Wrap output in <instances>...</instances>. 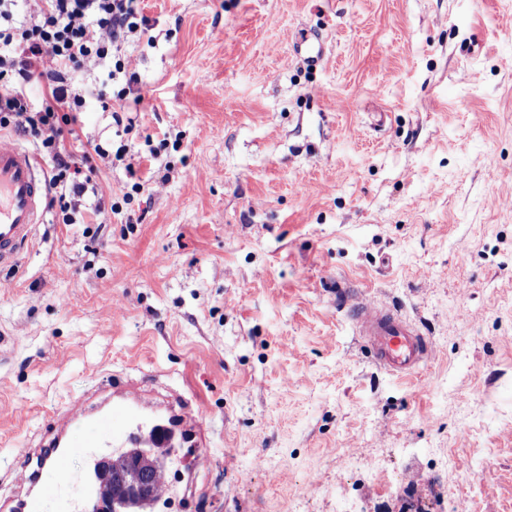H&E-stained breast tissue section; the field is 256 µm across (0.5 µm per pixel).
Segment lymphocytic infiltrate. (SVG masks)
Listing matches in <instances>:
<instances>
[{"mask_svg": "<svg viewBox=\"0 0 512 512\" xmlns=\"http://www.w3.org/2000/svg\"><path fill=\"white\" fill-rule=\"evenodd\" d=\"M151 29L137 0H0V130L30 138L50 159L51 203L63 223H94L96 208L81 216L77 204L85 195L103 193L67 150L66 136L74 134L91 103L111 112L115 124L123 122L105 84H85L79 77L110 61L115 73L136 82L130 60H113L112 50L129 37H148ZM36 86L42 89L37 101L31 95Z\"/></svg>", "mask_w": 512, "mask_h": 512, "instance_id": "f902f5d3", "label": "lymphocytic infiltrate"}]
</instances>
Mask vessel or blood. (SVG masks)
<instances>
[{"instance_id": "b4317fda", "label": "vessel or blood", "mask_w": 512, "mask_h": 512, "mask_svg": "<svg viewBox=\"0 0 512 512\" xmlns=\"http://www.w3.org/2000/svg\"><path fill=\"white\" fill-rule=\"evenodd\" d=\"M48 193L44 167L38 156L16 140L0 133V269L16 266L23 247L47 212ZM357 336L372 353L376 364L388 373L407 378L418 373L433 354V345L415 325L388 304L367 298L361 292L342 287L337 291ZM113 391L123 401L94 418L91 438L83 449L90 470L119 457L128 448H151L171 452L164 426L156 424L147 432L134 433L139 419L137 398L128 382L112 377ZM49 454L39 468H32L29 454H19L8 463L39 492L27 503V512H98L102 485L98 479L76 483L68 469L72 449L59 448L55 425H48Z\"/></svg>"}]
</instances>
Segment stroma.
I'll use <instances>...</instances> for the list:
<instances>
[{"label":"stroma","mask_w":512,"mask_h":512,"mask_svg":"<svg viewBox=\"0 0 512 512\" xmlns=\"http://www.w3.org/2000/svg\"><path fill=\"white\" fill-rule=\"evenodd\" d=\"M141 8L133 126L91 107L67 143L136 173L93 158L98 223L46 214L0 272V512L32 492L6 459L115 373L201 404L153 512H512V0ZM345 284L430 337L416 376ZM82 145V158L86 162L90 157H92V153L97 155L101 159H107L108 163L111 165L114 162L122 163L126 165V169L133 173V160L135 159V155L139 152L134 150V147L127 143H120V145L116 148L115 152L110 155L107 150H105L99 144H93L91 141H87L86 144ZM336 294L347 309L355 334L373 354L376 364L402 378L412 377L433 354V345L415 325L386 303L367 298L351 287Z\"/></svg>","instance_id":"35a3bbf8"}]
</instances>
